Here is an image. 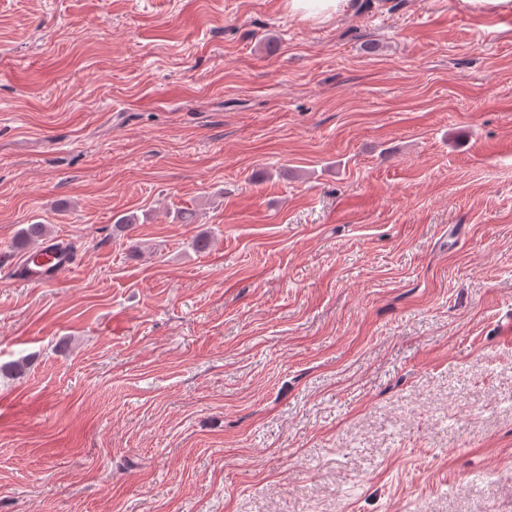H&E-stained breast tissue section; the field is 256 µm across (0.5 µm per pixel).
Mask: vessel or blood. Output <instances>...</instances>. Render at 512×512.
I'll list each match as a JSON object with an SVG mask.
<instances>
[{
  "label": "vessel or blood",
  "mask_w": 512,
  "mask_h": 512,
  "mask_svg": "<svg viewBox=\"0 0 512 512\" xmlns=\"http://www.w3.org/2000/svg\"><path fill=\"white\" fill-rule=\"evenodd\" d=\"M75 264L71 243L57 237L29 247L21 261L11 267L10 274L26 284L43 286L71 272Z\"/></svg>",
  "instance_id": "vessel-or-blood-1"
}]
</instances>
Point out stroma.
Segmentation results:
<instances>
[{"label": "stroma", "mask_w": 512, "mask_h": 512, "mask_svg": "<svg viewBox=\"0 0 512 512\" xmlns=\"http://www.w3.org/2000/svg\"><path fill=\"white\" fill-rule=\"evenodd\" d=\"M360 2L0 0V512H512V13ZM357 0H288V11L302 19L329 18L358 7ZM75 264L76 257L71 243L57 237L29 247L21 261L11 267L9 274L13 280L43 286L71 272Z\"/></svg>", "instance_id": "obj_1"}]
</instances>
